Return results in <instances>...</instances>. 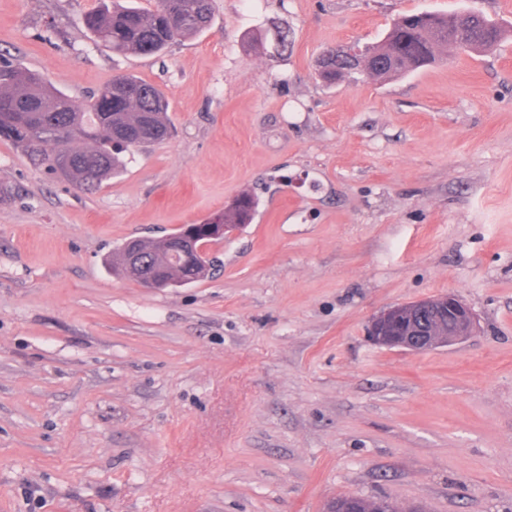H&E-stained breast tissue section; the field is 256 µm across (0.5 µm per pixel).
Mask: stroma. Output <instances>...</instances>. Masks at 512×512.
<instances>
[{
    "label": "stroma",
    "instance_id": "35a3bbf8",
    "mask_svg": "<svg viewBox=\"0 0 512 512\" xmlns=\"http://www.w3.org/2000/svg\"><path fill=\"white\" fill-rule=\"evenodd\" d=\"M99 4L0 0L1 56L77 106L133 74L174 126L92 193L0 141V512H512V34L385 82L316 73L399 14L512 25V0H214L159 56L95 44ZM245 193L259 208L209 278L149 289L106 265ZM448 293L471 336L367 339ZM357 500L359 501V506L363 509L361 512H422L423 510L419 507H413L408 510L402 509L398 504L385 499V498H376V499H366L362 497H353V496H340L334 500L337 504H334V507H343V503L348 500ZM381 509V510H379Z\"/></svg>",
    "mask_w": 512,
    "mask_h": 512
}]
</instances>
